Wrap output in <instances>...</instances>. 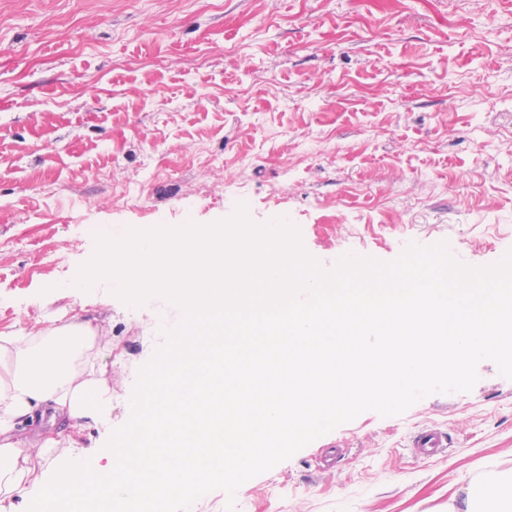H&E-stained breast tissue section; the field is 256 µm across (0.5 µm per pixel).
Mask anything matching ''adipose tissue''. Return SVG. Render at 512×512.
I'll return each mask as SVG.
<instances>
[{
	"instance_id": "1",
	"label": "adipose tissue",
	"mask_w": 512,
	"mask_h": 512,
	"mask_svg": "<svg viewBox=\"0 0 512 512\" xmlns=\"http://www.w3.org/2000/svg\"><path fill=\"white\" fill-rule=\"evenodd\" d=\"M414 266L409 260L381 276L362 263L337 296L312 258L249 224L130 229L92 267L133 301L157 293L174 302L183 352L223 335L229 314H246L266 341L180 384H166L165 368L152 367L155 385L126 436L148 459L129 468L117 450L80 444L110 407L97 378L103 320H38L0 333V506L37 489L52 505L78 496L116 501L118 512H170L174 500L224 482L365 400L396 402L435 377L463 380L484 353L512 352V280L501 274L496 289L476 291L475 270L463 269L421 286ZM363 333L377 337L376 347L337 353L343 337ZM76 447L88 465H68ZM51 451L61 459L52 474L43 465ZM448 512H512V479L481 494L466 490Z\"/></svg>"
}]
</instances>
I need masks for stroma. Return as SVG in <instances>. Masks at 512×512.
Wrapping results in <instances>:
<instances>
[{"label":"stroma","mask_w":512,"mask_h":512,"mask_svg":"<svg viewBox=\"0 0 512 512\" xmlns=\"http://www.w3.org/2000/svg\"><path fill=\"white\" fill-rule=\"evenodd\" d=\"M251 224L335 280L512 258V0H0V331L109 319L122 441L172 313L74 277L128 227ZM446 433L438 454L411 444ZM512 478V357L367 401L172 512H448ZM446 436L436 429L419 432L412 441V448L417 456L429 457L437 454L447 446Z\"/></svg>","instance_id":"35a3bbf8"}]
</instances>
